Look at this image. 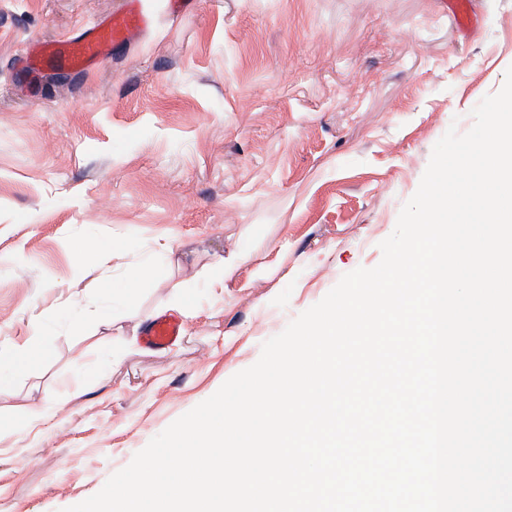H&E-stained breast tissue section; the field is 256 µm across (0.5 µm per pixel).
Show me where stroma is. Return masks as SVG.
I'll use <instances>...</instances> for the list:
<instances>
[{"instance_id":"stroma-1","label":"stroma","mask_w":512,"mask_h":512,"mask_svg":"<svg viewBox=\"0 0 512 512\" xmlns=\"http://www.w3.org/2000/svg\"><path fill=\"white\" fill-rule=\"evenodd\" d=\"M119 4L0 0V355H30L0 393V512L96 494L378 265L436 142L512 66V0H471L465 28L444 0H143L142 36L27 96V46ZM165 313L180 341L145 349Z\"/></svg>"}]
</instances>
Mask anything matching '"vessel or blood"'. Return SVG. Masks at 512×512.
<instances>
[{
    "mask_svg": "<svg viewBox=\"0 0 512 512\" xmlns=\"http://www.w3.org/2000/svg\"><path fill=\"white\" fill-rule=\"evenodd\" d=\"M150 23L140 0H126L124 7L99 19L76 34L43 45L42 69L82 74L95 68L109 56L113 46L134 40ZM182 336V324L172 315L152 318L141 338L142 345L161 351Z\"/></svg>",
    "mask_w": 512,
    "mask_h": 512,
    "instance_id": "vessel-or-blood-1",
    "label": "vessel or blood"
}]
</instances>
